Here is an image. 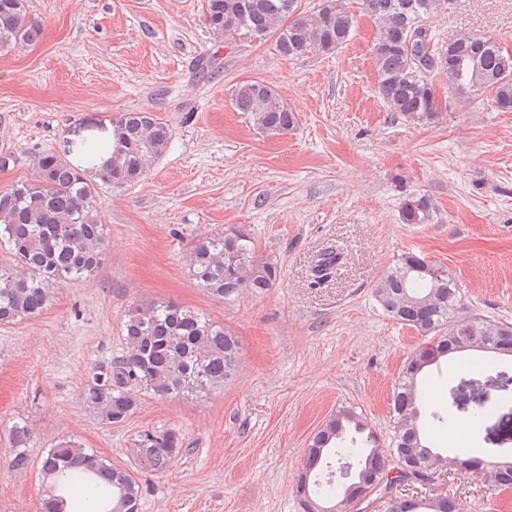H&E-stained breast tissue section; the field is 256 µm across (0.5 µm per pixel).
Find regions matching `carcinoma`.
Returning a JSON list of instances; mask_svg holds the SVG:
<instances>
[{"label": "carcinoma", "mask_w": 512, "mask_h": 512, "mask_svg": "<svg viewBox=\"0 0 512 512\" xmlns=\"http://www.w3.org/2000/svg\"><path fill=\"white\" fill-rule=\"evenodd\" d=\"M296 0H204L205 24L226 42L274 39L279 55L295 59L328 54L350 41L356 17L344 0H321L310 15L296 13ZM363 9L380 26L373 46L376 94L391 111L411 124L436 122L448 110L430 76L448 75L460 94L487 91L494 107L512 111V54L493 40L460 36L446 46L427 50L432 41L428 22L452 8L454 0H362ZM423 33L420 51L438 63L430 69L416 63L408 37ZM40 25L30 14L28 0H0V55L34 42ZM233 107L245 113L253 127L270 136H286L297 124L294 111L270 85L246 80L236 85ZM171 130L149 111L121 112L113 125L112 143L103 153L115 158L112 169L97 173L98 150L89 166L74 167L43 153L35 158L32 179L0 191V245L8 247L13 264L0 266V324H12L41 313L61 283L78 286L98 270L103 254L104 225L93 203L103 187L123 188L142 180L168 149ZM405 224H431L436 210L425 194L401 201ZM340 252L318 255L313 282L321 283L338 270ZM189 276L212 297L233 300L243 292L262 294L280 277L278 266L258 254L251 230L229 226L198 236L186 256ZM383 311L397 323L415 330L424 342L404 362L392 392V436L382 446L367 418L354 406L336 408L308 439L304 455L312 468L298 475L294 487L299 512H348L368 500L371 512H461L456 498L386 493L385 474L401 472V484L422 485L448 464L435 447L429 430L467 424L485 413L486 400L474 393L498 392L512 401V369L462 370L448 387L447 404L426 408L423 382L432 366L450 354L482 352L512 358V323L485 316L459 314V288L448 270L424 256L407 252L390 266L373 288ZM124 353L87 376L81 399L98 423L116 426L136 413L141 395L198 398L232 381L238 370L240 344L224 324L171 301L142 302L123 322ZM32 431L24 420L10 430V465L28 468ZM183 447L175 430L146 431L132 449L141 468L166 469ZM467 472L477 462L495 474L492 486L512 488V448H496L488 458H453ZM350 477L336 482V472ZM39 512H72L71 495L82 489L84 512H140L142 487L128 469L84 448L61 440L41 464Z\"/></svg>", "instance_id": "cac0c4a2"}]
</instances>
